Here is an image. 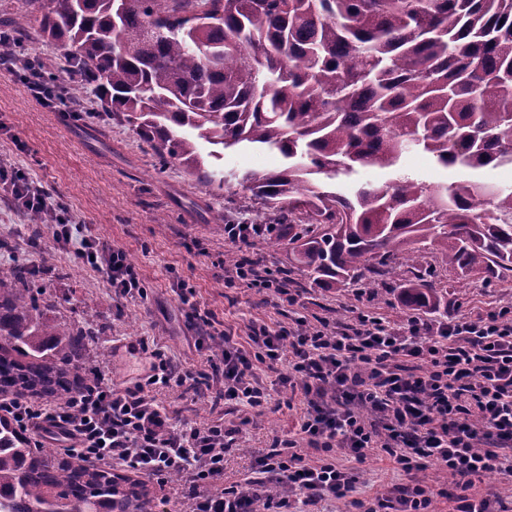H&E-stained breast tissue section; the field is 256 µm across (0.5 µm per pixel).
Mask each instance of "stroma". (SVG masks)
Instances as JSON below:
<instances>
[{
	"instance_id": "obj_1",
	"label": "stroma",
	"mask_w": 512,
	"mask_h": 512,
	"mask_svg": "<svg viewBox=\"0 0 512 512\" xmlns=\"http://www.w3.org/2000/svg\"><path fill=\"white\" fill-rule=\"evenodd\" d=\"M25 47L57 75L62 91H69L72 77L64 47L45 41L35 27L28 30ZM77 104L82 110L78 116L44 107L19 75L0 70V166L24 173L58 196L71 223L85 225L100 243L122 248L146 294L117 296L100 271L77 263L56 243L48 224L30 223L26 210L14 202L10 184L1 181L0 269L22 268L49 300L53 316L93 331L85 363L100 367L113 384L148 372L149 360L137 347L144 340L158 344L180 369L207 370V360L216 350L197 344L201 330L189 327L178 296L183 282L194 287L201 307L242 343L252 324L288 328L299 315L311 325L325 319L346 325L361 311L398 325L409 320L390 282L366 277L352 286L313 283L290 266L284 246L255 243L249 253L272 277H287L289 288L301 292L299 311L277 305L272 291L227 284L224 256L232 245L224 238V227L254 219L250 194L236 178L281 167L279 153L225 151L213 164L224 173V186L207 184L177 162L160 164L153 145L113 118L94 86L83 89ZM162 216L167 219L163 225L158 222ZM447 291V314L428 313L425 321L436 326L449 317L512 309V282L476 275L461 284L452 276ZM259 374L281 407L261 414L225 408V423L242 429L240 448L224 459L228 484L245 478L258 450L287 435L296 422V411L284 406L289 393L276 385L275 373L263 368ZM212 394L201 382L158 392L157 400L177 411L179 419L200 425L215 417ZM140 483L149 512H183L188 494L184 482L172 480L161 487L144 477Z\"/></svg>"
}]
</instances>
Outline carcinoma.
<instances>
[{
    "mask_svg": "<svg viewBox=\"0 0 512 512\" xmlns=\"http://www.w3.org/2000/svg\"><path fill=\"white\" fill-rule=\"evenodd\" d=\"M69 49L79 85L161 162L215 181L200 152H278L241 183L313 281L390 279L409 311L448 309L438 267L512 278V189L468 176L428 183L413 149L466 173L512 166V0H29ZM19 24L0 56L24 44ZM382 185L347 188L362 168ZM36 285L0 271V392L65 402L92 380L90 334L49 316ZM145 503L80 457L55 461L0 419V512H140Z\"/></svg>",
    "mask_w": 512,
    "mask_h": 512,
    "instance_id": "1",
    "label": "carcinoma"
}]
</instances>
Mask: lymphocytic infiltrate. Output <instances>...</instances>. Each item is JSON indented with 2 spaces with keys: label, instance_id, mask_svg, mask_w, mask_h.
<instances>
[{
  "label": "lymphocytic infiltrate",
  "instance_id": "obj_1",
  "mask_svg": "<svg viewBox=\"0 0 512 512\" xmlns=\"http://www.w3.org/2000/svg\"><path fill=\"white\" fill-rule=\"evenodd\" d=\"M42 68L27 56L6 64L38 102L57 107L59 85L45 80ZM11 184L19 206L55 215L57 242L102 272L116 294L144 295L123 249L101 245L83 225L70 223L63 203L42 186L18 173ZM226 279L273 289L291 306L301 303L287 280L270 279L259 260L244 253ZM206 335L224 345L209 364L213 407L231 400L262 411L271 394L256 368L283 362L288 370L277 382L302 405L295 432L259 451L243 481L224 482V456L238 448L240 426L220 417L188 426L158 403L157 389L194 377L158 349L133 386L114 388L98 371L67 402L1 398L0 412L31 447L52 446L91 467L143 475L161 486L179 473L191 491L189 512H325L337 500L354 512H429L435 497L448 494L420 479L432 464L454 480V512H508L500 493L476 497L472 490L489 473L512 482V312L460 316L439 327L416 318L397 325L364 313L343 327L326 320L311 327L301 317L290 329L251 326L246 349L217 326ZM304 444L316 450L315 458L302 454ZM370 456L388 458L406 482L360 492L348 461Z\"/></svg>",
  "mask_w": 512,
  "mask_h": 512
}]
</instances>
